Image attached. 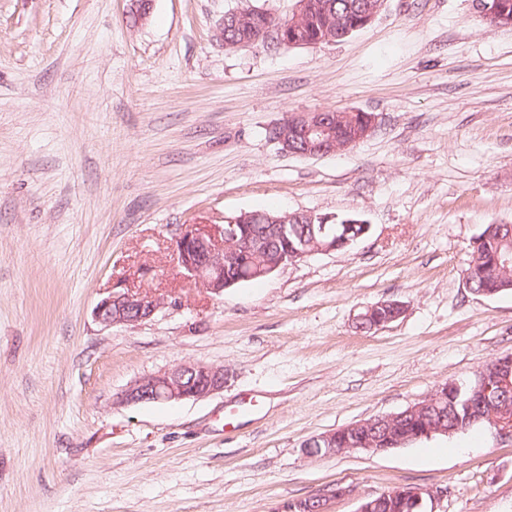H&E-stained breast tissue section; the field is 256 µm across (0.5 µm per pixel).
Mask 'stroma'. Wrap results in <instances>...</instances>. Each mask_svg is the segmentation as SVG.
<instances>
[{"instance_id": "35a3bbf8", "label": "stroma", "mask_w": 512, "mask_h": 512, "mask_svg": "<svg viewBox=\"0 0 512 512\" xmlns=\"http://www.w3.org/2000/svg\"><path fill=\"white\" fill-rule=\"evenodd\" d=\"M247 6L295 0H153L137 25L129 0H0V512H356L399 485L445 490L435 512H512V444L486 425L303 449L512 352V292L467 281L474 238L512 224V27L473 0H384L342 41L225 47ZM326 109L375 131L321 158L269 140ZM258 209L370 230L221 296L180 276L182 225ZM119 282L162 309L102 328ZM387 300L400 318L357 327ZM184 362L223 368V391L116 404Z\"/></svg>"}]
</instances>
